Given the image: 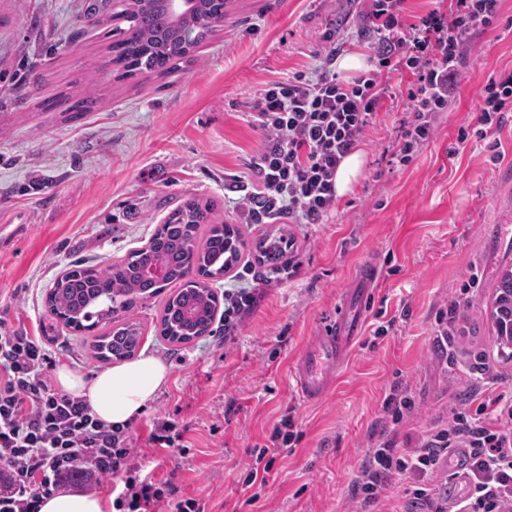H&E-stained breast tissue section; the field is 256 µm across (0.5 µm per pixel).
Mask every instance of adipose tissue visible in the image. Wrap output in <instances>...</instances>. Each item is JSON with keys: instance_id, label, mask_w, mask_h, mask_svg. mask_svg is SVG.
<instances>
[{"instance_id": "1", "label": "adipose tissue", "mask_w": 512, "mask_h": 512, "mask_svg": "<svg viewBox=\"0 0 512 512\" xmlns=\"http://www.w3.org/2000/svg\"><path fill=\"white\" fill-rule=\"evenodd\" d=\"M167 378L166 365L150 355L113 366L89 380L65 367L56 373L62 390L86 397L95 416L112 425L136 419L164 387Z\"/></svg>"}]
</instances>
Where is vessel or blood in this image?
Instances as JSON below:
<instances>
[{
    "label": "vessel or blood",
    "mask_w": 512,
    "mask_h": 512,
    "mask_svg": "<svg viewBox=\"0 0 512 512\" xmlns=\"http://www.w3.org/2000/svg\"><path fill=\"white\" fill-rule=\"evenodd\" d=\"M379 276L375 266L365 267L354 288L348 289L330 319L299 354L295 392L305 402L321 399L336 383L353 343L359 337L366 300Z\"/></svg>",
    "instance_id": "vessel-or-blood-1"
}]
</instances>
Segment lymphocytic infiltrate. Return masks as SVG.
<instances>
[{"instance_id":"1","label":"lymphocytic infiltrate","mask_w":512,"mask_h":512,"mask_svg":"<svg viewBox=\"0 0 512 512\" xmlns=\"http://www.w3.org/2000/svg\"><path fill=\"white\" fill-rule=\"evenodd\" d=\"M368 44L375 67L351 81L336 72L345 38L326 35L314 76L271 81L256 95L251 115L265 135L260 151L232 186L249 224H322L336 208L334 179L375 124L387 99L390 77H413L405 94L406 116L395 129L392 164H408L436 133L435 116L453 105L470 52L469 39L493 26L499 0H449L416 22H405L403 0H370ZM512 112V74L488 81L474 128L459 142L486 139ZM57 359L45 339L16 332L0 336V512H40L43 496L70 480L85 486L112 480L114 512H204L193 498L177 497L171 481L145 475L144 455L128 428L96 419L89 401L56 388ZM458 398L448 423L414 448L386 437L363 462L354 480L362 512L377 504L394 476L411 473L419 483L405 490L391 512H512V396L494 394L475 377ZM464 449L461 470L450 466ZM467 477L466 497L456 503L448 487Z\"/></svg>"}]
</instances>
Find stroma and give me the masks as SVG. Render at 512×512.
Segmentation results:
<instances>
[{"label": "stroma", "mask_w": 512, "mask_h": 512, "mask_svg": "<svg viewBox=\"0 0 512 512\" xmlns=\"http://www.w3.org/2000/svg\"><path fill=\"white\" fill-rule=\"evenodd\" d=\"M85 0H0V335L51 336L60 362L85 377L104 371L91 332L50 314L46 295L61 272L103 268L144 246L167 214L195 197L213 220L237 225L241 264L213 282L216 293L257 285L263 293L235 336L216 315L209 335L187 344L161 338L167 300L130 311L143 326L141 354L160 359L168 383L133 423L155 480L203 502L206 512H359L353 480L383 429L393 387L414 402L397 426L419 443L463 390L476 360L494 393H512V350L491 322L498 282L512 269V112L490 140L459 142L489 79L512 73V0L474 34L455 106L405 166L391 163L400 112L380 113L359 148L363 176L338 198L325 224H247L235 208L234 175L263 144L250 122L264 82L312 74L329 32L367 26L368 0H232L219 30L171 74L115 80L104 70L105 27L80 23ZM88 92L96 103L74 116L44 100ZM501 157L491 161L490 143ZM286 230L297 275L273 266L247 273L256 243ZM379 285L361 336L324 399L294 391L293 368L359 269ZM474 289L452 349L435 343L438 310L471 275ZM385 335H376L377 327ZM295 434L256 502L243 486L256 448L272 447L284 416ZM182 433L184 452L148 451L154 421Z\"/></svg>", "instance_id": "35a3bbf8"}]
</instances>
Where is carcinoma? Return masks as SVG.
I'll return each mask as SVG.
<instances>
[{"label": "carcinoma", "mask_w": 512, "mask_h": 512, "mask_svg": "<svg viewBox=\"0 0 512 512\" xmlns=\"http://www.w3.org/2000/svg\"><path fill=\"white\" fill-rule=\"evenodd\" d=\"M224 12L222 0H196L191 12L174 17L160 0H129L119 12H112V0H89L80 21L99 27L117 18L128 23L119 39L109 45L110 63L117 78L138 73L166 75L191 60L194 49L220 27L216 16ZM194 33L187 40L186 32ZM212 204L195 199L170 214L155 229L146 247L130 252L124 259L104 268L77 267L54 281L46 295L49 311L64 318L75 331H90L100 323L116 321L120 311L132 309L136 301L153 297L176 285L158 324L159 334L173 344H185L210 333L218 310L214 293L194 281L222 276L238 261L244 242L229 224H212L205 235ZM288 235L283 233L259 244L265 262L285 257ZM157 261L167 269L162 282H149L141 269ZM498 327L512 320V271H505L491 313ZM143 332L139 323L127 321L97 336L91 344L93 357L103 363L132 359L138 353Z\"/></svg>", "instance_id": "carcinoma-1"}]
</instances>
